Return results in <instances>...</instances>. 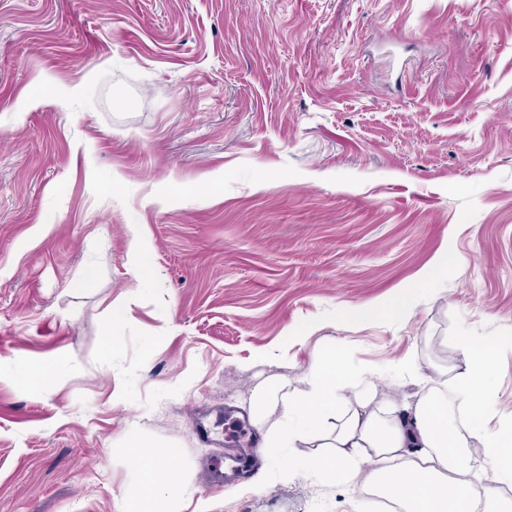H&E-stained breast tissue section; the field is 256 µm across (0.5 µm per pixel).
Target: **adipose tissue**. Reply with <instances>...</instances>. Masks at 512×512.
<instances>
[{
    "label": "adipose tissue",
    "mask_w": 512,
    "mask_h": 512,
    "mask_svg": "<svg viewBox=\"0 0 512 512\" xmlns=\"http://www.w3.org/2000/svg\"><path fill=\"white\" fill-rule=\"evenodd\" d=\"M453 390L437 389L416 402L379 399L370 371L342 369L337 350L316 358L303 385L276 380L255 393L259 411L279 415L269 453L315 437L326 451L293 460L289 477L313 481L357 479L399 503L404 512H507L500 495L512 486V430L493 435L483 418L490 400L480 398L490 373L492 345L457 339ZM127 462L139 475L118 512H180L187 494L178 473L158 464L159 449L139 434L127 436ZM490 460V471L471 476L473 454Z\"/></svg>",
    "instance_id": "1"
}]
</instances>
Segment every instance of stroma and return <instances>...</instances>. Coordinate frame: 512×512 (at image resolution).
<instances>
[{
  "label": "stroma",
  "mask_w": 512,
  "mask_h": 512,
  "mask_svg": "<svg viewBox=\"0 0 512 512\" xmlns=\"http://www.w3.org/2000/svg\"><path fill=\"white\" fill-rule=\"evenodd\" d=\"M461 336H512V0H0V512H116L132 431L182 512H380L301 448L209 482L224 416L335 347L415 401ZM489 388L512 429L511 347ZM426 284L422 282L416 288H407L397 301L380 305L373 310V313L378 317H391L406 312L412 303L413 295Z\"/></svg>",
  "instance_id": "35a3bbf8"
}]
</instances>
